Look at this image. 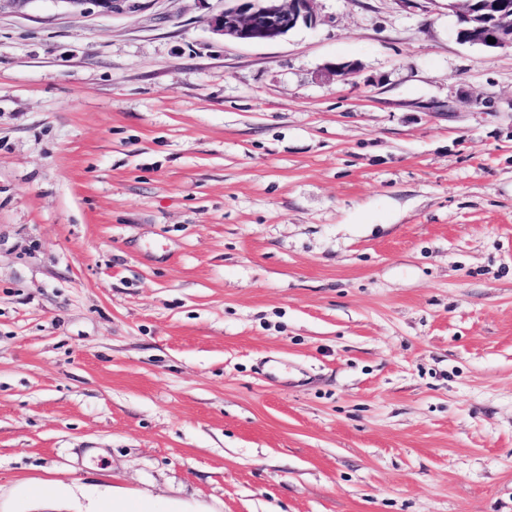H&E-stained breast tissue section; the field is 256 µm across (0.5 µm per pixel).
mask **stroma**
Masks as SVG:
<instances>
[{"label":"stroma","mask_w":512,"mask_h":512,"mask_svg":"<svg viewBox=\"0 0 512 512\" xmlns=\"http://www.w3.org/2000/svg\"><path fill=\"white\" fill-rule=\"evenodd\" d=\"M314 8L0 14V512H512V49ZM315 0H224V10L210 19L212 30L247 43L274 42L301 26L318 22Z\"/></svg>","instance_id":"35a3bbf8"}]
</instances>
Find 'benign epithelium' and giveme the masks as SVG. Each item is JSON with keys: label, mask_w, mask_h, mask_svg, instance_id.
<instances>
[{"label": "benign epithelium", "mask_w": 512, "mask_h": 512, "mask_svg": "<svg viewBox=\"0 0 512 512\" xmlns=\"http://www.w3.org/2000/svg\"><path fill=\"white\" fill-rule=\"evenodd\" d=\"M73 8L94 4L103 13H112L125 0H61ZM314 0H224V10L210 19L212 30L247 43L274 42L301 26L318 22ZM489 22L477 21L458 28L457 36L473 45L490 49L512 48V0H479ZM496 39L491 44L488 38Z\"/></svg>", "instance_id": "obj_1"}]
</instances>
